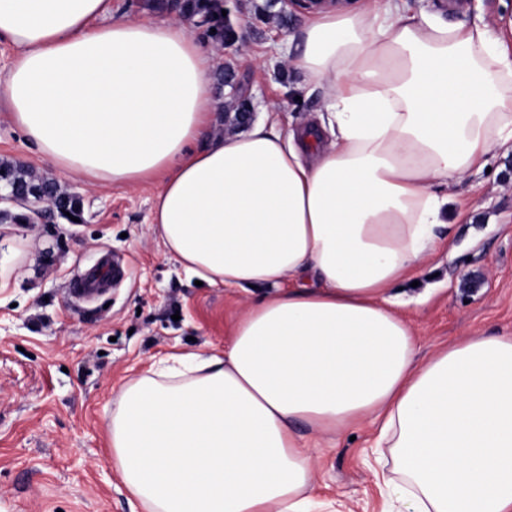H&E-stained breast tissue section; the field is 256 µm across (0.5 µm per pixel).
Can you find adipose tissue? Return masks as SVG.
Returning a JSON list of instances; mask_svg holds the SVG:
<instances>
[{"label": "adipose tissue", "instance_id": "adipose-tissue-1", "mask_svg": "<svg viewBox=\"0 0 512 512\" xmlns=\"http://www.w3.org/2000/svg\"><path fill=\"white\" fill-rule=\"evenodd\" d=\"M0 109L54 169L160 178L152 228L189 277L249 293L220 355L127 384L112 460L146 512H306L322 445L377 432L406 512H512V336L419 359L390 294L448 243L449 186L512 147V51L402 0L287 34L318 123L213 131L216 60L182 17L0 0ZM312 441H304V433Z\"/></svg>", "mask_w": 512, "mask_h": 512}]
</instances>
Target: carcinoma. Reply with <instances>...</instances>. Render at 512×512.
Here are the masks:
<instances>
[{
	"label": "carcinoma",
	"mask_w": 512,
	"mask_h": 512,
	"mask_svg": "<svg viewBox=\"0 0 512 512\" xmlns=\"http://www.w3.org/2000/svg\"><path fill=\"white\" fill-rule=\"evenodd\" d=\"M178 8L190 16L199 15L208 18V28L216 33L209 37L217 42H224L227 31L224 21L213 18L209 0H183ZM0 190L6 196L18 199L21 212L5 209L0 212V219L12 224H29L40 222L51 224L57 219L81 217L80 198L62 188L58 181L36 175L21 160L0 159Z\"/></svg>",
	"instance_id": "obj_1"
}]
</instances>
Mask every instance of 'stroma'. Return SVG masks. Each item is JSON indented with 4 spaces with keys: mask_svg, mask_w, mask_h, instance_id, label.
<instances>
[{
    "mask_svg": "<svg viewBox=\"0 0 512 512\" xmlns=\"http://www.w3.org/2000/svg\"><path fill=\"white\" fill-rule=\"evenodd\" d=\"M231 15L242 46L223 48L219 65L235 86L221 100L246 102L255 120L278 103L281 125L317 119L320 93H300L284 62L278 15L296 25L303 9L283 0H236ZM448 23L512 27V0H409ZM24 161L82 200L78 223L0 224V512H133L112 462L107 425L121 389L159 360L223 351L246 293L196 285L151 229L160 182L99 187L57 172L0 112V159ZM450 193L446 256L404 285L403 313L421 338L420 354L474 333L512 336V150ZM123 258L128 274L86 302L70 295L74 275L102 250ZM372 431L342 434L323 449L312 494L344 512H389L367 461Z\"/></svg>",
    "mask_w": 512,
    "mask_h": 512,
    "instance_id": "stroma-1",
    "label": "stroma"
}]
</instances>
